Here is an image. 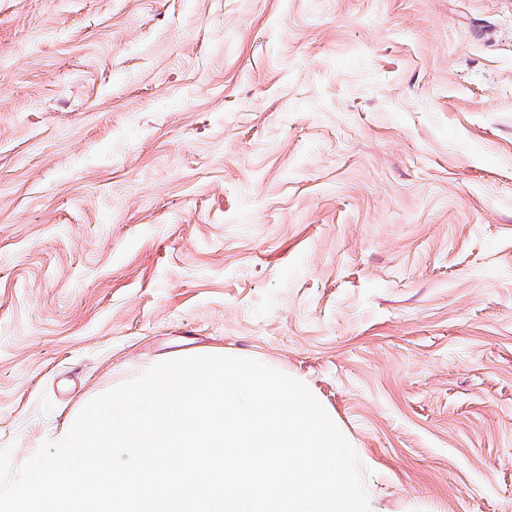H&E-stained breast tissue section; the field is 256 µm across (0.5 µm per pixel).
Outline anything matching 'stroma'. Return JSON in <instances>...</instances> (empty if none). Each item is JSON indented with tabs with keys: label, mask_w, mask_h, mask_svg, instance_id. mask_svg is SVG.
Returning a JSON list of instances; mask_svg holds the SVG:
<instances>
[{
	"label": "stroma",
	"mask_w": 512,
	"mask_h": 512,
	"mask_svg": "<svg viewBox=\"0 0 512 512\" xmlns=\"http://www.w3.org/2000/svg\"><path fill=\"white\" fill-rule=\"evenodd\" d=\"M190 352L512 512V0H0V447Z\"/></svg>",
	"instance_id": "1"
}]
</instances>
